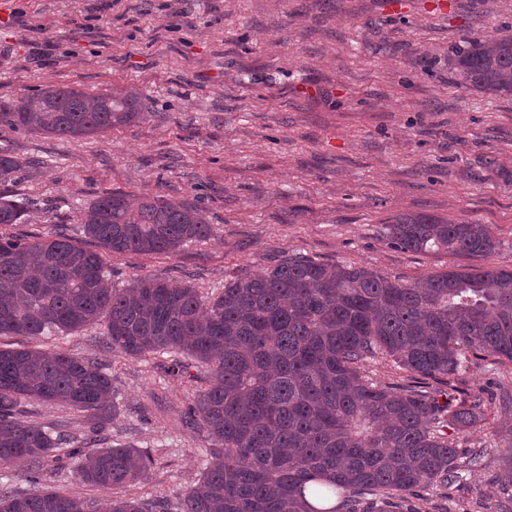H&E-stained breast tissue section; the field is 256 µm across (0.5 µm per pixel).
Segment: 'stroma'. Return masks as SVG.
I'll return each instance as SVG.
<instances>
[{"label":"stroma","instance_id":"stroma-1","mask_svg":"<svg viewBox=\"0 0 512 512\" xmlns=\"http://www.w3.org/2000/svg\"><path fill=\"white\" fill-rule=\"evenodd\" d=\"M510 34L512 0H0L1 101L47 85L91 95L131 85L150 113L76 138L0 127V148L24 163L14 190L30 202L27 223L0 233L80 238L85 206L106 191L191 203L210 238L105 259L115 287L158 275L206 298L229 276L291 257L406 285L467 265L392 246L384 228L401 213L485 225L496 249L479 265H512V97L456 86L448 68L466 39ZM103 332L97 323L35 343L102 360L114 393L100 444L148 449L154 465L101 489L75 481L63 448L40 482L97 505L175 497L202 475L209 442L186 409L207 370L174 372L167 354L115 355ZM448 386L501 396L512 364L467 362ZM22 407L56 431L88 429L79 411ZM456 444L488 449L484 467L420 491L409 512H512V485L500 479L512 416Z\"/></svg>","mask_w":512,"mask_h":512}]
</instances>
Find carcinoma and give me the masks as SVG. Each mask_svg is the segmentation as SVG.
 <instances>
[{
	"label": "carcinoma",
	"instance_id": "carcinoma-1",
	"mask_svg": "<svg viewBox=\"0 0 512 512\" xmlns=\"http://www.w3.org/2000/svg\"><path fill=\"white\" fill-rule=\"evenodd\" d=\"M456 83L512 96V36L468 39L451 51ZM134 88L97 95L44 87L0 103V127L84 136L146 120ZM19 161L0 153V224H21L26 208L10 194ZM83 234L112 253L169 254L211 234L203 210L185 202L121 192L94 198ZM386 236L411 251L479 258L495 249L481 224L428 214L400 215ZM104 324L112 352L128 359L177 353L209 367V386L188 416L203 428L209 460L175 504L113 498L104 512H338L317 508L339 495L345 512H404L401 502L446 488L461 468H480L485 451L461 457L450 434L485 423L493 400L367 381L361 365L389 356L411 378L441 380L467 360L512 362V267L429 275L402 285L366 267L304 259L266 273L232 276L205 301L188 284L145 276L112 286L100 253L53 232L40 241L0 237V337L36 338ZM27 399L66 406L105 422L112 379L91 358L42 348L0 347V465L36 470L57 449L79 443L74 478L99 488L145 476L146 449L95 446L25 419ZM92 504L35 488L0 492V512H90Z\"/></svg>",
	"mask_w": 512,
	"mask_h": 512
}]
</instances>
